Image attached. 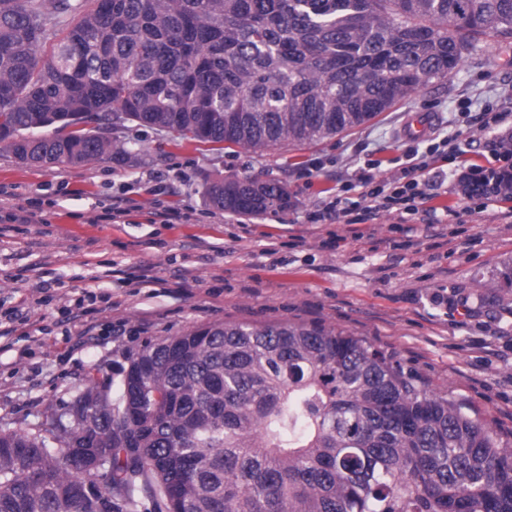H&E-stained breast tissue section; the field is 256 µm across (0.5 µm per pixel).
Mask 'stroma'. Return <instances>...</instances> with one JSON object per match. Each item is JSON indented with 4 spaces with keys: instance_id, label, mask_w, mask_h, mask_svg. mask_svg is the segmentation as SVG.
<instances>
[{
    "instance_id": "35a3bbf8",
    "label": "stroma",
    "mask_w": 512,
    "mask_h": 512,
    "mask_svg": "<svg viewBox=\"0 0 512 512\" xmlns=\"http://www.w3.org/2000/svg\"><path fill=\"white\" fill-rule=\"evenodd\" d=\"M512 112V37H492L449 76L361 128L302 147L223 150L133 124L112 129L129 160L25 166L0 151V426L36 427L64 414L89 372L112 374L146 342L222 322L322 323L366 340L451 394L512 448V200L479 210L460 179L498 167L485 107ZM468 126L461 152L433 156L448 183L431 204L472 208L465 223L307 221L368 162L400 169L411 142ZM286 187L288 210L235 215L207 205L206 176ZM135 211L101 221L118 197ZM183 209L151 223L156 205ZM33 211L36 222L12 215Z\"/></svg>"
}]
</instances>
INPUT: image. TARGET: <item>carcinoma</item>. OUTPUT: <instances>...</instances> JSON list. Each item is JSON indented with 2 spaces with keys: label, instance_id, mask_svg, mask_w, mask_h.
Returning a JSON list of instances; mask_svg holds the SVG:
<instances>
[{
  "label": "carcinoma",
  "instance_id": "carcinoma-1",
  "mask_svg": "<svg viewBox=\"0 0 512 512\" xmlns=\"http://www.w3.org/2000/svg\"><path fill=\"white\" fill-rule=\"evenodd\" d=\"M491 36H512V0H0V149L123 158L108 131L127 122L256 153L318 143ZM204 196L291 205L248 178H208ZM126 361L66 414L0 427V512H512V448L342 331L214 323ZM98 457L112 469L78 466Z\"/></svg>",
  "mask_w": 512,
  "mask_h": 512
}]
</instances>
